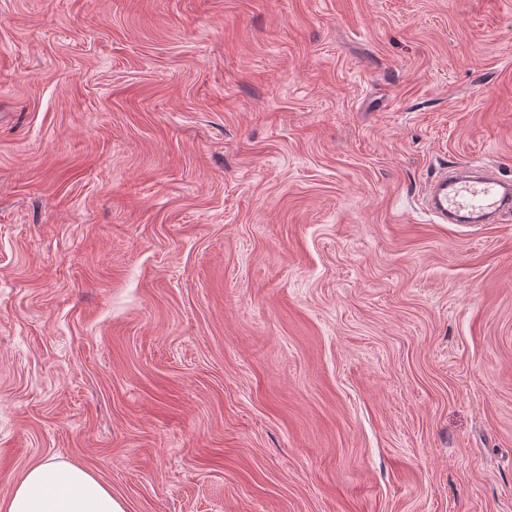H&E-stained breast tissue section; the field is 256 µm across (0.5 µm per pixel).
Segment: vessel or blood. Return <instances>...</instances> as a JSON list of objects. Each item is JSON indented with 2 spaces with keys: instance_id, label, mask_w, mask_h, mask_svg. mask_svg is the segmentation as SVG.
<instances>
[{
  "instance_id": "obj_1",
  "label": "vessel or blood",
  "mask_w": 512,
  "mask_h": 512,
  "mask_svg": "<svg viewBox=\"0 0 512 512\" xmlns=\"http://www.w3.org/2000/svg\"><path fill=\"white\" fill-rule=\"evenodd\" d=\"M424 206L443 221L482 223L512 212V180L490 172L445 175L430 188Z\"/></svg>"
}]
</instances>
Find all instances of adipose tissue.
Returning a JSON list of instances; mask_svg holds the SVG:
<instances>
[{"instance_id":"ef3b65f1","label":"adipose tissue","mask_w":512,"mask_h":512,"mask_svg":"<svg viewBox=\"0 0 512 512\" xmlns=\"http://www.w3.org/2000/svg\"><path fill=\"white\" fill-rule=\"evenodd\" d=\"M0 512H126L111 488L84 468L57 461L32 466Z\"/></svg>"}]
</instances>
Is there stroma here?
<instances>
[{
    "label": "stroma",
    "mask_w": 512,
    "mask_h": 512,
    "mask_svg": "<svg viewBox=\"0 0 512 512\" xmlns=\"http://www.w3.org/2000/svg\"><path fill=\"white\" fill-rule=\"evenodd\" d=\"M512 0H0V503L512 512ZM512 180L485 171L479 177L456 172L442 176L428 191L425 208L443 222L484 223L512 210ZM5 512H126L112 489L84 468L57 461L32 466L2 504Z\"/></svg>",
    "instance_id": "1"
}]
</instances>
